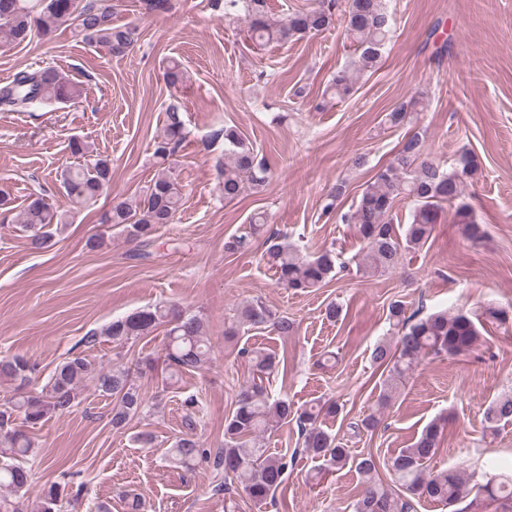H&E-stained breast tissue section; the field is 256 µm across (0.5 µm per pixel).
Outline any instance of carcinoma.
<instances>
[{"label":"carcinoma","instance_id":"obj_1","mask_svg":"<svg viewBox=\"0 0 512 512\" xmlns=\"http://www.w3.org/2000/svg\"><path fill=\"white\" fill-rule=\"evenodd\" d=\"M42 10L35 14L25 0H0V46L7 47L27 40L36 30L47 35L57 28L73 24L86 39L104 46L114 56L128 54L134 43V31L113 24L115 4L112 0H42ZM226 10H241L248 22L250 37L261 44L281 43L295 36L320 32L335 21L338 0H319V5L294 13L284 20L271 17L267 0H225ZM346 33L358 52L362 69L376 65L381 51L396 25L390 0H347L344 10ZM169 85L186 81L182 65L172 60L166 68ZM355 75L351 69L336 73L327 91L331 97L343 100L354 93ZM82 86L51 68L20 71L13 80L0 87V110L28 112L33 107H48L55 103L72 102L81 98ZM420 101L410 98L397 104L386 115V122L399 127L418 111ZM224 163L219 167V190L224 200L237 198L248 188L264 186L269 169L256 161L254 150L243 133L235 126H224ZM184 126L175 104L166 109L162 131L154 141V154L167 158L176 152L184 140ZM425 140L420 131L409 133L393 161L365 183L354 209L341 216L355 228L362 247L357 255L356 273H389L399 268L406 252L423 248L432 238L435 224L441 219L444 206H455L454 223L463 227L466 238L480 240L483 231L477 224L471 207L461 201L464 187L474 180L479 165L474 156L463 152L456 164L443 170L424 157ZM112 183V163L96 158L86 165L71 167L62 173V187L73 208H85ZM344 181L336 182L324 198L323 211L329 213L346 194ZM408 199L412 204L409 222L394 223L396 204ZM182 203V193L172 173L163 169L154 176L139 202L132 206L118 202L103 216L105 224L121 225L134 239L147 241L156 228L173 223ZM69 212L59 211L39 195L32 196L20 215V223L30 232L34 250L50 247L52 234L47 227L64 224ZM267 218L256 214L249 230L229 237L224 251L236 254L250 248L254 234L266 224ZM267 259L275 273L276 285L294 292L321 288L332 278L336 269V253L325 248L304 254L280 234L272 233L266 241ZM390 326L397 330L396 344L374 346L372 362L385 370L387 377L380 400L391 398V383L417 368L427 355L457 356L472 351L481 333L478 325L488 321L505 323L507 312L488 307L479 314L446 311L406 314L404 303L393 302L389 307ZM268 326L280 336L294 329L286 316L272 311L259 298L244 305L236 322L225 335L236 336L240 329ZM166 327L164 363L169 378L203 367L210 360L204 339L202 317L190 310L173 305L157 304L112 321L104 335L116 344L151 334ZM253 370L271 375L279 370L281 360L263 349L244 350ZM32 371L28 360L20 355L0 360V377L26 381ZM87 379L96 380V388L112 398V428L121 430L128 423L151 413L152 406L134 382L131 368L97 369L81 355L59 363L48 384L39 394L20 392L12 405L0 410V490L21 498L28 492L30 471L20 459L32 449L25 430L14 426V413L23 416V424L35 428L50 414L70 408L78 387ZM336 416V403L297 407L286 396L269 395L263 384L250 380L241 385L235 407L224 419V447L214 452L204 448L191 434L193 421L187 422L188 432L178 436L167 449L165 460L175 468L190 470L199 462L212 465L223 474L218 487L242 492L258 510L266 508L268 500L288 479L286 456H275L263 446L261 437L275 423L295 422L303 439L302 451L313 459L338 470L350 465L365 477L363 490L348 505L349 512H414V502L420 499L437 501L450 512H466L462 503L475 493L509 507L512 512V462L489 459L479 472L464 475L457 470L426 471L424 464L438 451L446 421H431L417 440L384 462L392 475V485L384 486L373 480L379 459L372 454L354 457L336 435L322 429L321 413ZM489 429L496 430L501 422H512V391L493 399L484 411ZM67 496L66 489L53 483L42 489L34 512H58L59 503Z\"/></svg>","mask_w":512,"mask_h":512}]
</instances>
